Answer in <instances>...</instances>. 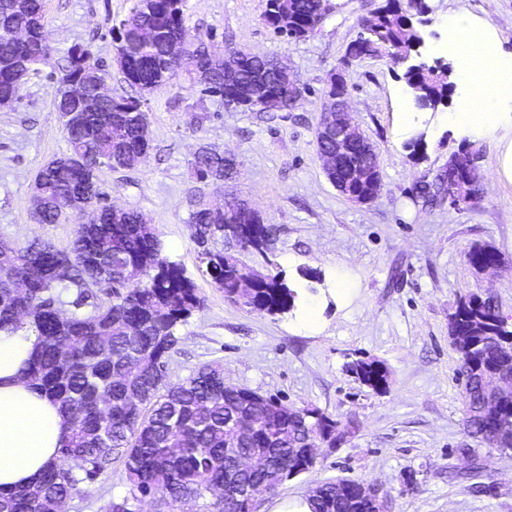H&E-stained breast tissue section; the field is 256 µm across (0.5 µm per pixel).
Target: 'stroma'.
<instances>
[{
    "label": "stroma",
    "mask_w": 512,
    "mask_h": 512,
    "mask_svg": "<svg viewBox=\"0 0 512 512\" xmlns=\"http://www.w3.org/2000/svg\"><path fill=\"white\" fill-rule=\"evenodd\" d=\"M266 0H184L186 27L218 54L242 49L278 57L307 88L290 112H250L202 92L188 76L146 97L151 147L132 167L100 169L98 181L112 205L142 213L156 227L171 260L198 286L205 306L177 329L166 383L181 384L205 364L224 368L226 385L279 397L291 407L316 408L335 420L343 438L317 451L313 470L265 497L260 512L305 498L311 486L354 479L387 494L391 512H512V449H499L465 432L460 355L448 335V316L475 293L495 300L512 322V183L497 174L500 145L471 143L485 179L476 201L450 205L447 194L425 201L418 185L448 168L464 145L453 128L426 122L422 147H408L395 120L405 84L403 66L388 57L348 61L347 48L384 0H330L320 28L304 39L274 32L264 19ZM430 23L421 27L425 61L447 56L438 23L453 11L486 20L500 47L512 51V0H425ZM135 0H42L50 34L49 64L38 65L18 100L0 108V240L27 245L40 239L68 248L81 218L57 224L35 219L33 184L47 162L67 150L54 109L58 79L73 45L88 46L107 71L112 95L133 89L115 61L111 27L127 18ZM343 71L355 124L378 152L377 198L358 205L328 181L315 129L331 74ZM211 147L234 155L233 186L264 223L276 225L268 255L240 252L246 268L276 266L321 321L305 325L299 312L256 313L234 305L204 274L189 228L191 203L224 202V186L199 180L195 154ZM475 245L496 249L504 267L479 273L465 261ZM313 271L310 279L301 270ZM344 290H337V283ZM377 360L389 385L375 391L351 374L356 360ZM469 454H460V447ZM495 483L477 491L469 480ZM124 466L112 460L64 512H105L127 496Z\"/></svg>",
    "instance_id": "1"
}]
</instances>
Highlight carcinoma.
Wrapping results in <instances>:
<instances>
[{
    "mask_svg": "<svg viewBox=\"0 0 512 512\" xmlns=\"http://www.w3.org/2000/svg\"><path fill=\"white\" fill-rule=\"evenodd\" d=\"M278 0H266L265 22L289 37L304 32L318 19L321 0H290V23L277 13ZM412 0L387 4L363 23L348 48L352 60L407 55L414 45ZM157 30L146 42L141 31ZM32 33L25 53L51 57L41 0H0V55L14 54L12 35ZM179 34L186 42L183 56L164 60L167 39ZM201 36L184 25L182 0H138L125 20L116 55L127 82L137 97L105 101L100 113H82L83 119L65 131L67 153L45 164L37 173L42 224H57L68 200L83 210L92 209V222L76 225L68 249L50 242L32 243L0 253V331L28 329L35 332L37 347L28 363V381L70 416L71 432L59 462L48 467L33 486L0 491V512H61L64 501L94 482L116 455L122 459L129 495L110 501L106 512H135L134 503L149 500L175 510L186 499L203 502L207 512H236L224 488V459L231 452V413L259 425L248 447L267 457L260 472L245 473L244 482L273 495L288 481V470L307 473L316 465L313 448L319 444L316 408L293 409L278 398L262 403L235 400L224 395V369L204 365L186 380L168 388L156 371L166 368L170 351L178 342L177 328L203 308V298L184 269L165 255L164 242L153 225L133 210H116L105 203L107 193L97 178V159L112 160L121 168L124 153L142 146L139 136L144 95L181 75L193 78L205 68L209 82L203 90L233 102L236 92L224 83V58L203 54ZM243 81L266 89L256 112H289L305 99L304 88L284 90L273 67L257 65L244 56L238 61ZM0 68V98L16 97L28 72L6 74ZM82 79L90 91L105 79L96 61L85 63L69 52V63L58 80L55 100L62 99L67 83ZM402 79L415 95L416 104L432 109L448 97V77L442 73L405 70ZM194 170L202 181L224 180V154L212 148L195 157ZM190 230L201 247L220 238L223 247L207 249L202 259L210 283L224 291V299L250 312L286 313L295 308L298 292L283 276L267 273L258 278L247 299L238 295V282L246 272L237 253L253 249L256 240L268 242L275 233L257 211L245 222L233 211L217 220L202 203L190 214ZM498 256L490 245H475L465 253L471 267ZM106 290L109 300L98 301L94 289ZM506 319L489 299L470 294L459 300L448 328L460 354L459 376L464 388L468 434L501 448L512 449V439L500 433L501 422L488 416L486 405L498 384L512 380V344L506 341ZM350 371L360 382L375 387L374 362L357 360ZM352 490L336 492L334 483L317 485L309 495L310 512H351Z\"/></svg>",
    "mask_w": 512,
    "mask_h": 512,
    "instance_id": "cac0c4a2",
    "label": "carcinoma"
}]
</instances>
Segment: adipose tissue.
<instances>
[{"mask_svg": "<svg viewBox=\"0 0 512 512\" xmlns=\"http://www.w3.org/2000/svg\"><path fill=\"white\" fill-rule=\"evenodd\" d=\"M444 26L467 93L443 123L486 139L512 128V54L500 50L486 22L457 13ZM36 341L29 330L0 331V489L6 491L39 480L56 462L67 429L60 405L24 377Z\"/></svg>", "mask_w": 512, "mask_h": 512, "instance_id": "obj_1", "label": "adipose tissue"}]
</instances>
